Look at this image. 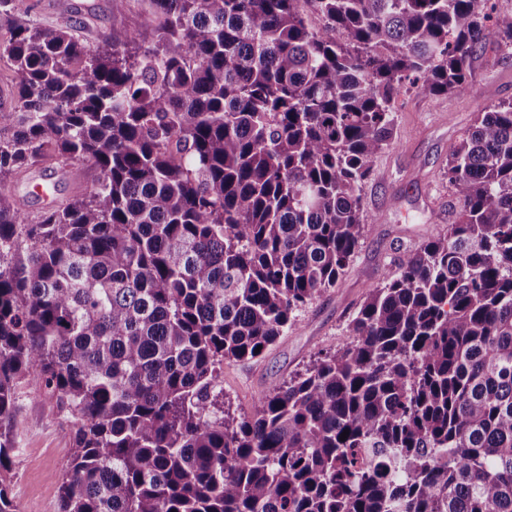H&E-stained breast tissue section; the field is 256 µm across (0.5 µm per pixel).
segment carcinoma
<instances>
[{"instance_id":"carcinoma-1","label":"carcinoma","mask_w":512,"mask_h":512,"mask_svg":"<svg viewBox=\"0 0 512 512\" xmlns=\"http://www.w3.org/2000/svg\"><path fill=\"white\" fill-rule=\"evenodd\" d=\"M145 2L146 29L93 52L0 0V512L22 382L76 421L60 512H512V102L448 146L459 221L369 291L350 345L247 416L220 385L355 254L401 88L467 92L512 22L478 0ZM87 164L63 205L13 198ZM15 73L2 61L0 62V111H9L15 103ZM95 174L96 172L90 165H85L79 171L68 169L45 171L43 169L34 168L28 174L27 179L16 186L15 199L22 209L36 214L47 209L45 207V198L42 195L37 197L32 192L34 184L42 181V176L47 175L52 177V187L56 194V202L54 205H61L77 191L89 186Z\"/></svg>"}]
</instances>
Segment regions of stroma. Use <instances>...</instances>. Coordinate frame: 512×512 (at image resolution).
<instances>
[{
  "mask_svg": "<svg viewBox=\"0 0 512 512\" xmlns=\"http://www.w3.org/2000/svg\"><path fill=\"white\" fill-rule=\"evenodd\" d=\"M47 26H68L88 49L126 29L147 23L140 0H33ZM123 27L113 28V16ZM512 101V51L488 45L473 63L467 93L437 95L406 86L388 147L379 152L360 194L374 223L365 225L358 249L335 288L298 313L296 326L260 357L225 361L220 375L224 401L235 415L251 414L272 384L303 371L318 352L345 347L347 325L368 289L397 274L404 253L446 235L460 204L448 182V147L464 138L486 107ZM19 451L12 459L11 497L16 512H59L54 496L70 462L76 427L54 397L29 385L17 392L10 421Z\"/></svg>",
  "mask_w": 512,
  "mask_h": 512,
  "instance_id": "stroma-1",
  "label": "stroma"
}]
</instances>
